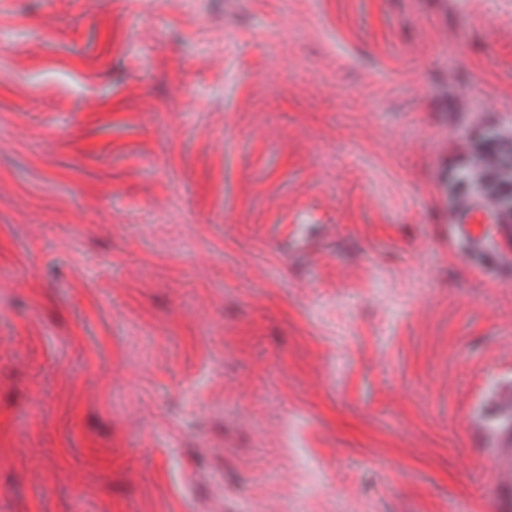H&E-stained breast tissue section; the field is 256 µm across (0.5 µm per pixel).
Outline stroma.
Returning a JSON list of instances; mask_svg holds the SVG:
<instances>
[{
  "instance_id": "obj_1",
  "label": "stroma",
  "mask_w": 512,
  "mask_h": 512,
  "mask_svg": "<svg viewBox=\"0 0 512 512\" xmlns=\"http://www.w3.org/2000/svg\"><path fill=\"white\" fill-rule=\"evenodd\" d=\"M512 0H0V512H500Z\"/></svg>"
}]
</instances>
